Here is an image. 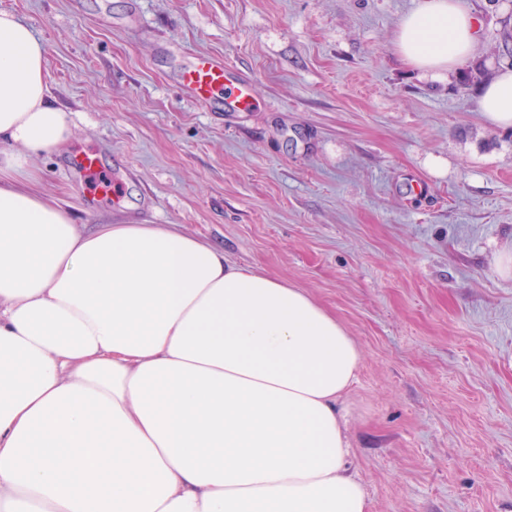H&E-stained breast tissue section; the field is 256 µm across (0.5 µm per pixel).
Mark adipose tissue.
Returning <instances> with one entry per match:
<instances>
[{
    "mask_svg": "<svg viewBox=\"0 0 512 512\" xmlns=\"http://www.w3.org/2000/svg\"><path fill=\"white\" fill-rule=\"evenodd\" d=\"M477 41L460 0H420L393 45L436 80ZM479 106L512 129V65ZM70 136L41 41L0 11V512H368L342 322L174 225L78 231L33 189Z\"/></svg>",
    "mask_w": 512,
    "mask_h": 512,
    "instance_id": "obj_1",
    "label": "adipose tissue"
}]
</instances>
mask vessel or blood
<instances>
[{
    "mask_svg": "<svg viewBox=\"0 0 512 512\" xmlns=\"http://www.w3.org/2000/svg\"><path fill=\"white\" fill-rule=\"evenodd\" d=\"M178 87L185 98L201 105L219 98L229 112H246L254 106L249 84L233 78L220 56L195 55L191 63L180 70Z\"/></svg>",
    "mask_w": 512,
    "mask_h": 512,
    "instance_id": "1",
    "label": "vessel or blood"
}]
</instances>
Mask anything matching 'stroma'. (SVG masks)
Instances as JSON below:
<instances>
[{"mask_svg": "<svg viewBox=\"0 0 512 512\" xmlns=\"http://www.w3.org/2000/svg\"><path fill=\"white\" fill-rule=\"evenodd\" d=\"M493 75L512 0H461ZM419 0H0L45 47L71 138L34 157L79 231L174 224L306 291L362 349L344 401L369 512H512V132L459 70L394 51ZM223 56L255 107L182 98ZM95 153L117 197L78 186Z\"/></svg>", "mask_w": 512, "mask_h": 512, "instance_id": "stroma-1", "label": "stroma"}]
</instances>
